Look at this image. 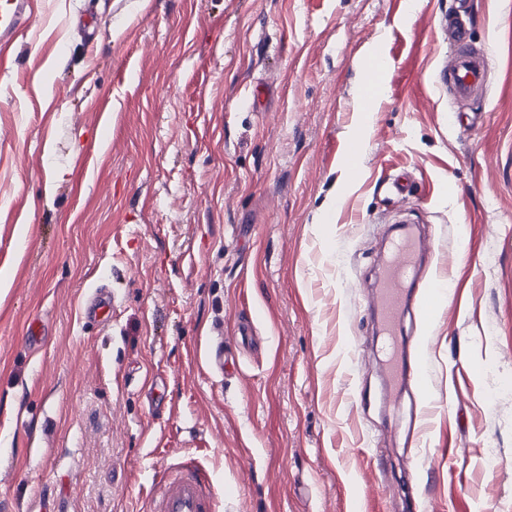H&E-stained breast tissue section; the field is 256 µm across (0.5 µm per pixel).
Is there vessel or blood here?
I'll return each instance as SVG.
<instances>
[{
    "label": "vessel or blood",
    "mask_w": 512,
    "mask_h": 512,
    "mask_svg": "<svg viewBox=\"0 0 512 512\" xmlns=\"http://www.w3.org/2000/svg\"><path fill=\"white\" fill-rule=\"evenodd\" d=\"M38 9V0H0V44L14 40L29 25L31 16ZM453 30V63L451 68L437 72V81L447 88L458 101L474 97L483 87L490 65L488 54L471 48V31L458 23L456 16H449ZM421 257L419 238L409 227H401L382 269L376 294L379 325L382 333L394 335L397 321L407 304L404 284L409 272ZM415 360L399 366L390 361L386 367L390 382L400 378L420 381L427 363V345H414ZM148 512H215L212 484L208 474L191 459L158 471Z\"/></svg>",
    "instance_id": "vessel-or-blood-1"
}]
</instances>
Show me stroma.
I'll use <instances>...</instances> for the list:
<instances>
[{
	"mask_svg": "<svg viewBox=\"0 0 512 512\" xmlns=\"http://www.w3.org/2000/svg\"><path fill=\"white\" fill-rule=\"evenodd\" d=\"M452 3L41 0L0 50L8 512H145L184 456L218 512H512V0L469 6L492 63L465 102L435 82ZM400 214L438 247L417 296L450 289L397 328L430 345L423 393L388 388L371 316ZM98 288L105 321L81 314Z\"/></svg>",
	"mask_w": 512,
	"mask_h": 512,
	"instance_id": "obj_1",
	"label": "stroma"
}]
</instances>
